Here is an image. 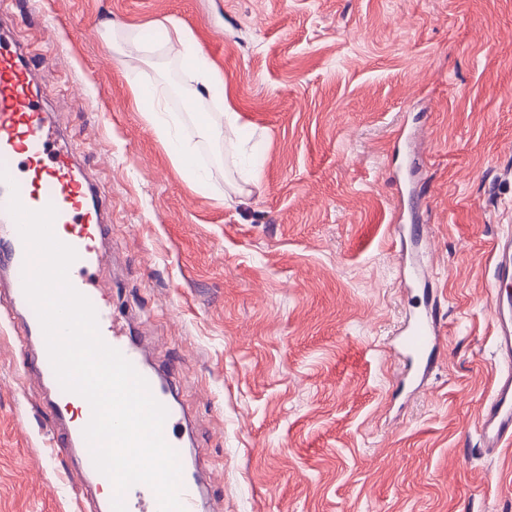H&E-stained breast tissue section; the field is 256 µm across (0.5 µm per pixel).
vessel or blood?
I'll use <instances>...</instances> for the list:
<instances>
[{
  "instance_id": "b4317fda",
  "label": "vessel or blood",
  "mask_w": 512,
  "mask_h": 512,
  "mask_svg": "<svg viewBox=\"0 0 512 512\" xmlns=\"http://www.w3.org/2000/svg\"><path fill=\"white\" fill-rule=\"evenodd\" d=\"M45 101L46 93L36 78L32 57L23 46L8 43L0 36V167L9 175L8 181H0V268L11 273L9 304L24 308L29 305L22 282L27 251L7 210L10 197L15 194L30 210L55 207L54 234L77 252L68 273L70 283L93 305L102 339L123 354L146 379L153 397L166 408L163 437L179 457H186V443L178 432L182 413L173 402L175 371L150 366V346L128 336L112 310V284L104 275L109 257L101 247L108 233L104 192L77 163L64 132L51 120ZM494 279L497 287L491 315L501 367L480 411V446L487 455L512 446V292L507 289L512 283L511 236L496 244ZM27 333L35 338L27 370L45 388L52 423L51 448L55 455L77 459L94 488L109 486V479L96 469L83 435L90 418L75 414L82 396L62 389L38 319L28 322ZM399 345L411 360L425 366L433 363L444 346L435 303H427L415 312ZM201 495L196 471L182 468L180 499L185 512H199ZM124 503L126 512H159L156 495L145 484L131 486L124 494Z\"/></svg>"
}]
</instances>
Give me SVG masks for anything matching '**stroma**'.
Instances as JSON below:
<instances>
[{"label":"stroma","instance_id":"obj_1","mask_svg":"<svg viewBox=\"0 0 512 512\" xmlns=\"http://www.w3.org/2000/svg\"><path fill=\"white\" fill-rule=\"evenodd\" d=\"M37 2L0 0V18L110 202L113 308L179 370L203 512H512V447L485 458L477 432L512 231V0ZM168 16L231 90L199 104L219 136L169 89ZM129 67L206 185L173 165ZM398 224L422 228L446 339L410 396L389 346L422 294L402 288ZM22 329L0 308V512H81Z\"/></svg>","mask_w":512,"mask_h":512}]
</instances>
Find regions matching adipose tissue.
Instances as JSON below:
<instances>
[{
	"label": "adipose tissue",
	"mask_w": 512,
	"mask_h": 512,
	"mask_svg": "<svg viewBox=\"0 0 512 512\" xmlns=\"http://www.w3.org/2000/svg\"><path fill=\"white\" fill-rule=\"evenodd\" d=\"M166 23L171 32L168 40V51L179 59L187 70L191 88L184 102L188 111L196 115L197 127L201 137L209 138L214 134V128L204 113L198 112L199 101L206 97L217 96L228 98L229 89L224 82L223 73L213 66H202L198 63L201 47L193 34L177 18H167Z\"/></svg>",
	"instance_id": "ef3b65f1"
}]
</instances>
